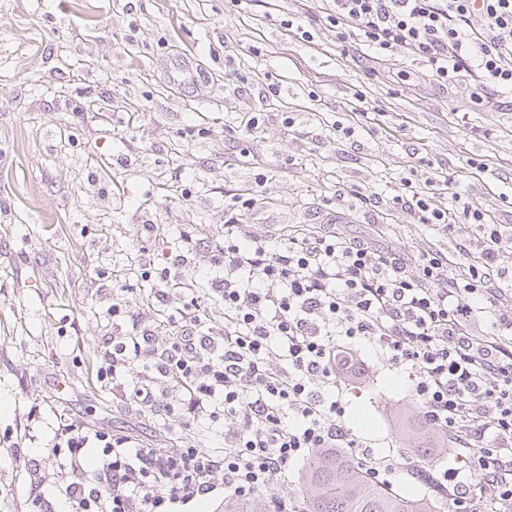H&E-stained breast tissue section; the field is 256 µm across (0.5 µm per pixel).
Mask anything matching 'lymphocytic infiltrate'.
I'll list each match as a JSON object with an SVG mask.
<instances>
[{"label": "lymphocytic infiltrate", "instance_id": "obj_1", "mask_svg": "<svg viewBox=\"0 0 512 512\" xmlns=\"http://www.w3.org/2000/svg\"><path fill=\"white\" fill-rule=\"evenodd\" d=\"M326 2L342 56L365 47L422 61L433 83L464 85L479 106L512 91V0ZM426 184H405L391 202L462 237L464 265L431 249L410 263L309 224L259 235L234 221L220 243L184 234L166 268L143 254V276L163 284L160 302L199 249L217 274L182 291L164 320L145 318L138 293L113 297L124 323L101 346L99 377L115 399L185 428L223 421L224 448H168L65 423L49 448L63 478L30 487V512H177L220 488L266 497L268 512H303L288 473L320 448L349 449L385 489L402 470L424 479L451 512H481L488 493L512 503V252L481 207L433 204L439 181ZM216 303L220 327L210 318ZM372 358L407 372L423 425L438 429L449 453L473 458L470 475L374 454L350 433L344 396Z\"/></svg>", "mask_w": 512, "mask_h": 512}]
</instances>
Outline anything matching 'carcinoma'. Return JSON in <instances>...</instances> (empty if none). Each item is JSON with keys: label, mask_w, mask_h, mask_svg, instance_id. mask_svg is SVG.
Masks as SVG:
<instances>
[{"label": "carcinoma", "mask_w": 512, "mask_h": 512, "mask_svg": "<svg viewBox=\"0 0 512 512\" xmlns=\"http://www.w3.org/2000/svg\"><path fill=\"white\" fill-rule=\"evenodd\" d=\"M407 454L429 463L437 448L428 432L411 424L403 428ZM300 492L306 512H433L431 502L409 498L375 485L349 456L336 448H322L301 476ZM224 512H266L261 499L224 501Z\"/></svg>", "instance_id": "obj_1"}]
</instances>
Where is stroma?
Here are the masks:
<instances>
[{
  "mask_svg": "<svg viewBox=\"0 0 512 512\" xmlns=\"http://www.w3.org/2000/svg\"><path fill=\"white\" fill-rule=\"evenodd\" d=\"M60 2L0 0V512H24L31 481L51 477L45 445L62 415L147 442L195 438L113 404L96 379L114 321L96 289L126 258L147 250L165 266L184 230L211 240L234 218L258 231L333 224L410 260L430 247L457 262L454 235L387 204L434 168L512 226V94L476 106L405 58L368 80L370 59H342L324 0L273 12L264 0ZM300 11L316 22L298 37L284 21ZM356 88L368 120L351 143L333 124ZM98 99L109 112L92 110ZM254 113L258 128L242 132ZM64 132L73 146L60 147ZM408 385L381 368L348 391L347 423L372 452L403 455V425L419 420Z\"/></svg>",
  "mask_w": 512,
  "mask_h": 512,
  "instance_id": "stroma-1",
  "label": "stroma"
}]
</instances>
